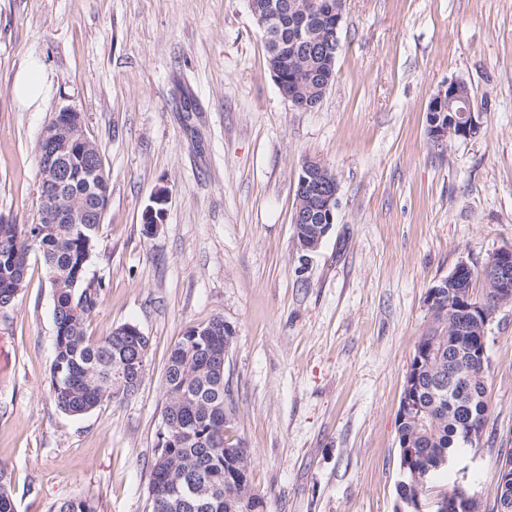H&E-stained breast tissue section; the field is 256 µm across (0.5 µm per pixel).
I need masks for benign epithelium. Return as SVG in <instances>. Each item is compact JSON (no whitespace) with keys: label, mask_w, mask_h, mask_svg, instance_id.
I'll use <instances>...</instances> for the list:
<instances>
[{"label":"benign epithelium","mask_w":512,"mask_h":512,"mask_svg":"<svg viewBox=\"0 0 512 512\" xmlns=\"http://www.w3.org/2000/svg\"><path fill=\"white\" fill-rule=\"evenodd\" d=\"M256 19L260 22L265 41L274 40L273 24L280 13V3L276 0H265L257 5L248 0ZM466 83L461 80H450L445 87L439 89L430 99L426 113V133L429 141L441 150H446L448 143L460 139L477 137L482 129L481 114L474 111L470 95L465 93ZM62 121L57 126L44 128L40 146L44 147L45 163L39 171V182L50 186L43 193L41 203V223L73 224L75 218L66 204L64 188L80 179L95 192L96 223H102L107 211L111 195L101 188L100 172L91 168L93 148L85 146L84 152L75 154L70 143L76 134L83 129L81 113L73 109H63ZM339 184L335 176L320 162L308 160L301 173L294 223L309 226L308 233L297 240L298 247L305 253L316 251L323 239L332 229L335 210L338 204ZM168 196L165 190H158L144 213L159 215L153 220L150 229L154 230L163 222L164 205ZM472 269L466 261L458 263L445 278L436 282L427 293V306L430 314L440 311L443 297H448V310L454 316H461L473 327L478 336L475 346L478 350L471 353L468 363L485 365L487 328L496 313L503 307L512 305V246H505L491 254L483 263L488 285L492 288L494 308H489L486 296L473 290H461L454 287L459 278ZM413 381L406 380V391L403 392L400 404V416L413 417L417 406L414 393L410 392ZM418 449L402 447V473H410L411 482L419 489L426 487L428 470L414 467L413 460ZM512 472L504 469L501 488L498 490L497 503L499 512H512ZM479 498L468 489L462 487L451 499L440 500L437 504L440 512H475Z\"/></svg>","instance_id":"benign-epithelium-1"}]
</instances>
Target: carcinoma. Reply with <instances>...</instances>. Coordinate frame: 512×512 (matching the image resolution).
Returning a JSON list of instances; mask_svg holds the SVG:
<instances>
[{
  "label": "carcinoma",
  "mask_w": 512,
  "mask_h": 512,
  "mask_svg": "<svg viewBox=\"0 0 512 512\" xmlns=\"http://www.w3.org/2000/svg\"><path fill=\"white\" fill-rule=\"evenodd\" d=\"M307 21L296 56L289 43L297 31L283 15L278 33L281 50L268 47L269 67L278 73V90L307 108L323 97L329 61L316 53L325 43L336 0H303ZM76 224H13L0 219V309L15 305L23 286L28 257L35 252L51 274L54 292L55 346L51 389L56 406L80 416L106 400L130 398V382L148 358L149 339L122 334L115 328L97 340L87 336L86 317L100 300V289L85 283L88 262L96 248L98 225L91 192L67 196ZM202 336L186 332L171 352L165 373L166 402L150 480L149 512H250L262 503L249 479L252 463L246 448L224 457L228 438L224 425V335L214 318L200 327ZM469 324L434 315L415 346L427 351L414 386L421 413L398 424V445L418 449L416 464L437 476L448 470L440 458L470 447L465 436L469 418L488 417L486 370L470 375L457 371L470 344ZM0 512H16L11 486L0 469ZM50 512H98L95 502L74 497L53 504Z\"/></svg>",
  "instance_id": "carcinoma-1"
}]
</instances>
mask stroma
Masks as SVG:
<instances>
[{"label": "stroma", "instance_id": "35a3bbf8", "mask_svg": "<svg viewBox=\"0 0 512 512\" xmlns=\"http://www.w3.org/2000/svg\"><path fill=\"white\" fill-rule=\"evenodd\" d=\"M336 80L321 103L284 99L247 0H0V218H38V145L80 112L112 196L86 279L88 336L125 323L149 338L125 402L81 416L50 391L48 271L31 257L0 315V468L16 512L90 497L148 512L171 350L196 325L234 331L228 434L249 448L266 512H395L399 407L430 287L512 244V0H345ZM35 67L45 96L14 95ZM467 83L482 133L430 145L427 105ZM339 183L331 231L305 254L293 215L305 160ZM166 190L164 221L142 213ZM483 442L428 500L465 477L493 504L512 451V305L488 327Z\"/></svg>", "mask_w": 512, "mask_h": 512}]
</instances>
